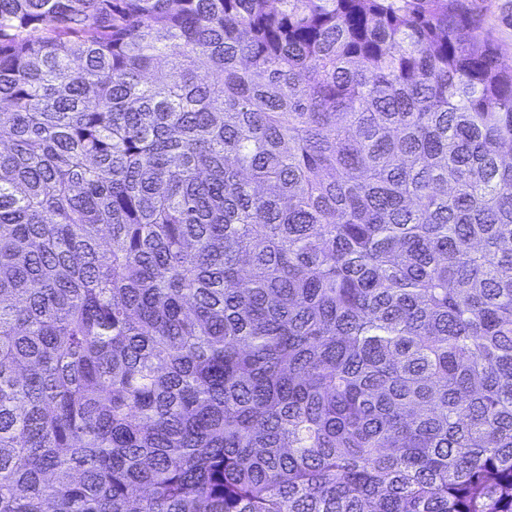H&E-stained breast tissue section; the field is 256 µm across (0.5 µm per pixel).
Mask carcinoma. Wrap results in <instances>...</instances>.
I'll list each match as a JSON object with an SVG mask.
<instances>
[{
	"instance_id": "obj_1",
	"label": "carcinoma",
	"mask_w": 512,
	"mask_h": 512,
	"mask_svg": "<svg viewBox=\"0 0 512 512\" xmlns=\"http://www.w3.org/2000/svg\"><path fill=\"white\" fill-rule=\"evenodd\" d=\"M0 512H512V67L470 0H0Z\"/></svg>"
}]
</instances>
